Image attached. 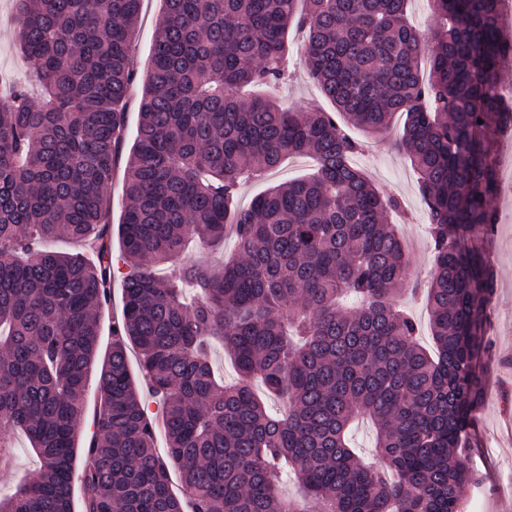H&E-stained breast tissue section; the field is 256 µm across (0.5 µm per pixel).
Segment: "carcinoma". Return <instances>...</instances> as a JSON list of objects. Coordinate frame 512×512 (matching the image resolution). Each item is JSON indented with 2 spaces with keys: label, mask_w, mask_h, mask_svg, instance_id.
Here are the masks:
<instances>
[{
  "label": "carcinoma",
  "mask_w": 512,
  "mask_h": 512,
  "mask_svg": "<svg viewBox=\"0 0 512 512\" xmlns=\"http://www.w3.org/2000/svg\"><path fill=\"white\" fill-rule=\"evenodd\" d=\"M141 2L16 0L17 45L37 66L0 104V473L16 432L41 467L0 494V512H72L77 479L84 512H300L281 491L290 476L315 512H465L496 276L463 243L499 224L503 0H429L423 32L408 0H162L118 222L122 316L101 356L97 311L116 272L105 189L138 79ZM292 29L329 112L251 93L288 79ZM401 115L433 254L432 352L396 305L410 267L388 223L400 202L353 163L363 144L345 131L382 137ZM289 154L315 172L235 206ZM228 224L236 259L155 275L190 238L224 242ZM57 240L93 257L46 247ZM217 345L232 384L215 376ZM95 368L99 408L80 445ZM257 378L284 413L252 391ZM359 416L376 425L371 464L348 448Z\"/></svg>",
  "instance_id": "carcinoma-1"
}]
</instances>
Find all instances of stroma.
I'll use <instances>...</instances> for the list:
<instances>
[{
	"instance_id": "stroma-1",
	"label": "stroma",
	"mask_w": 512,
	"mask_h": 512,
	"mask_svg": "<svg viewBox=\"0 0 512 512\" xmlns=\"http://www.w3.org/2000/svg\"><path fill=\"white\" fill-rule=\"evenodd\" d=\"M161 8L162 0L142 2L134 33V60L140 83L146 80L151 66V47ZM290 60L292 78L276 91L281 105L296 112L326 108L327 103L308 78L298 51H291ZM32 68V61L15 48L11 23H0V93L23 82ZM140 83L131 91L126 112V137L130 140L134 139L138 125ZM401 130V121H394L387 137L368 141L355 162L365 169L382 193L397 197L402 203L407 222L399 230L412 256L410 281L418 287L417 294L405 295L403 303L424 329L429 323V312L420 289L428 279L432 253L426 234L427 214L416 175L405 153L395 145ZM311 167V159L287 158L278 171L244 184L238 202L248 205L268 186L307 173ZM492 205L499 214V224L486 242L496 276V293L489 305L492 348L480 366L488 396L476 415L467 456L471 467L482 478L471 493L473 512H512V388L504 384L507 374L512 372V194L499 193Z\"/></svg>"
}]
</instances>
